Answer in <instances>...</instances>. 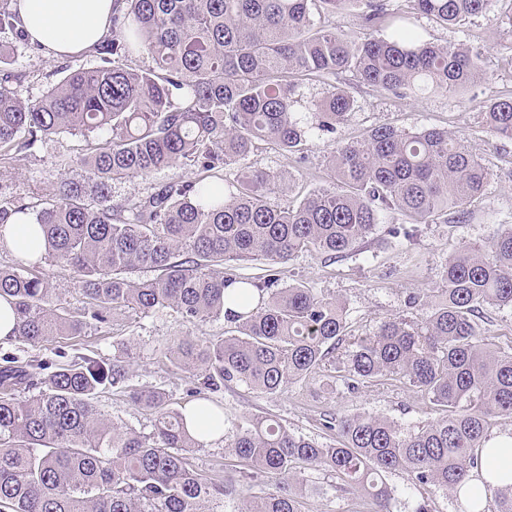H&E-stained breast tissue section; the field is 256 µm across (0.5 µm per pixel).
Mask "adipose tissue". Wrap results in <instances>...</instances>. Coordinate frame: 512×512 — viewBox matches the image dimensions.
Segmentation results:
<instances>
[{
	"instance_id": "1",
	"label": "adipose tissue",
	"mask_w": 512,
	"mask_h": 512,
	"mask_svg": "<svg viewBox=\"0 0 512 512\" xmlns=\"http://www.w3.org/2000/svg\"><path fill=\"white\" fill-rule=\"evenodd\" d=\"M18 26L47 57L81 55L112 30L114 0H16Z\"/></svg>"
}]
</instances>
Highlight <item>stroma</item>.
I'll return each instance as SVG.
<instances>
[{"label": "stroma", "mask_w": 512, "mask_h": 512, "mask_svg": "<svg viewBox=\"0 0 512 512\" xmlns=\"http://www.w3.org/2000/svg\"><path fill=\"white\" fill-rule=\"evenodd\" d=\"M416 24L427 41L483 47L482 79L463 93L440 90L411 100L363 87L355 89L354 109L335 133L307 141L299 155L264 143L247 162L276 176L290 175L288 191L272 196L275 203L285 204L310 189L330 184L324 156L336 145L359 139L382 124L406 131L436 128L448 131L481 159L489 172L485 190L468 205L469 219L465 223L452 220L420 225L410 242L391 238L388 225L381 224L367 242L347 257L331 260L313 249L279 265V286L301 282L319 295L345 302L349 339L337 345L319 373L289 385L285 392L265 395L237 385L216 393V400L224 406L225 439L195 455L198 468L214 480H237L238 462L226 443L233 440L239 424L257 414L272 416L291 432L324 443L330 440L319 424L324 413L340 416L366 411L388 417L405 428L438 416L436 408L406 380L392 377L352 392L344 387L338 368L352 341L372 335L380 321L405 310L409 296L440 287L442 265L448 256L463 244L490 240L501 225L512 224V140L494 136L482 116L486 100L512 94V0H498L492 13L471 17L456 27L446 28L423 16ZM0 44L14 49L7 73H0V85L8 84L24 99L42 97L70 71L95 62L91 52L64 60L45 58L41 50L16 45L8 31L0 32ZM108 137L105 131L87 137L65 132L32 149L12 153L6 162L8 175L0 179V196L31 208L39 206L51 197L63 177H79L82 159ZM64 158L69 160V167H61ZM201 175L196 165L185 162L147 176L118 179L112 183V200L123 204L147 195L159 185L193 181ZM39 272L58 288L63 307L73 312L84 307L86 298L76 274L49 260L41 263ZM223 333V322L187 323L170 310L147 315L125 313L116 316L112 331L106 333L91 328L85 335L57 337L36 347L11 339L0 342V354L49 358L58 350L71 355L92 350L108 358L112 355V341L117 338L128 342L132 349V384L166 390L171 406L176 408L184 404L190 380L167 362L166 349L187 337L205 340ZM96 406L105 420L144 433L151 430L150 413L129 402L119 391L105 390ZM304 476L308 483L323 487L324 493L301 497V512H360V498L338 491L336 476L310 469ZM387 481L395 490L393 512H413L421 499L429 502L433 512H458L456 502L442 488H410L405 474L400 472L389 474Z\"/></svg>", "instance_id": "stroma-1"}]
</instances>
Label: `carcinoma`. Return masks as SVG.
I'll list each match as a JSON object with an SVG mask.
<instances>
[{"label":"carcinoma","instance_id":"obj_1","mask_svg":"<svg viewBox=\"0 0 512 512\" xmlns=\"http://www.w3.org/2000/svg\"><path fill=\"white\" fill-rule=\"evenodd\" d=\"M112 36L94 65L66 75L45 95L24 100L0 87V161L63 131L108 130L112 138L83 160L85 175L64 178L35 214L30 266H0V299L15 314L13 338L37 346L51 338L105 328L119 312L170 309L186 322L224 320V336L184 339L165 358L194 377L188 390L196 421L223 431L224 406L213 398L243 384L284 392L315 373L348 335L347 310L302 283L278 287L275 265L310 248L339 259L383 223L406 241L420 224L453 213L457 221L480 196L489 173L439 129L371 128L326 157L332 185L281 207L271 194L287 176L243 165L256 141L297 151L312 131L334 134L354 108L350 87L400 99L427 89L464 90L479 80L480 52L425 41L391 0H116ZM442 26L487 14L497 0H407ZM360 11L366 36L348 40L336 18ZM27 42L9 0L0 31ZM155 66L132 70L135 54ZM335 81L298 116L305 80ZM489 131L512 140V96L485 105ZM189 159L202 171L232 175L165 184L125 204L112 203V181L146 176ZM53 260L82 282L77 314L49 306L57 289L34 270ZM263 261L266 274L235 265ZM149 269L155 275H134ZM443 285L353 344L343 363L348 389L387 376L420 389L442 416L405 429L371 413L325 414L336 435L322 444L270 416L238 431L232 452L248 477L288 478L247 501L245 512H298L306 489L297 465L332 472L337 489L363 496L371 512H392L388 474L415 488L448 490L461 512H512V469H482L483 459L512 453V432L492 443L493 427L512 420V349L487 343L478 319L487 306L512 307V225L481 245H466L442 267ZM131 349L112 358L90 353L20 362L0 358V512H224L233 484L200 471L205 443L187 427L186 407L166 393L130 384ZM120 387L150 411L142 433L109 423L98 394Z\"/></svg>","mask_w":512,"mask_h":512}]
</instances>
